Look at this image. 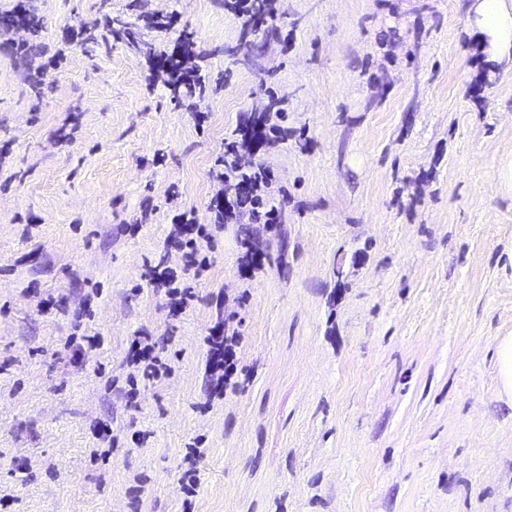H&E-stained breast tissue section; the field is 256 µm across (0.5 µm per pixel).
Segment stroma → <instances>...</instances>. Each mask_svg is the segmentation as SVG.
Instances as JSON below:
<instances>
[{
  "instance_id": "35a3bbf8",
  "label": "stroma",
  "mask_w": 512,
  "mask_h": 512,
  "mask_svg": "<svg viewBox=\"0 0 512 512\" xmlns=\"http://www.w3.org/2000/svg\"><path fill=\"white\" fill-rule=\"evenodd\" d=\"M225 3L32 0L40 36L0 28V512H512V73L488 77L472 0H274L256 32ZM108 15L144 47L83 43ZM181 34L191 100L152 62ZM239 126L288 131L242 156L280 219L216 229L193 277L173 219L213 223ZM138 336L163 378L130 381ZM224 331L218 332L210 336L208 341L215 348L212 351V355L208 361L207 369L211 376H216V384L212 387V390L224 394L227 384L231 381L232 377L237 371L236 365V352L234 343L236 342L234 336L235 332L231 334V339L224 337ZM496 359L501 390L510 400L512 396V336L499 338L496 345Z\"/></svg>"
}]
</instances>
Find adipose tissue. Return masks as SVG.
I'll return each instance as SVG.
<instances>
[{"instance_id": "adipose-tissue-1", "label": "adipose tissue", "mask_w": 512, "mask_h": 512, "mask_svg": "<svg viewBox=\"0 0 512 512\" xmlns=\"http://www.w3.org/2000/svg\"><path fill=\"white\" fill-rule=\"evenodd\" d=\"M470 26L486 61L512 69V0H474Z\"/></svg>"}]
</instances>
